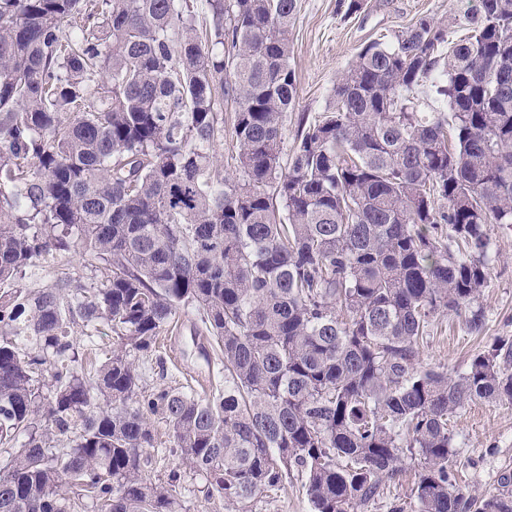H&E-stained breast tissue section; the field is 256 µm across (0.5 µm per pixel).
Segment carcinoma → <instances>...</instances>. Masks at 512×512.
<instances>
[{
  "instance_id": "carcinoma-1",
  "label": "carcinoma",
  "mask_w": 512,
  "mask_h": 512,
  "mask_svg": "<svg viewBox=\"0 0 512 512\" xmlns=\"http://www.w3.org/2000/svg\"><path fill=\"white\" fill-rule=\"evenodd\" d=\"M207 6L202 36L189 0H0V512H178L182 472L146 473L154 415L232 512L295 475L311 512H360L408 455L418 512H512L457 482L449 428L512 404V341L420 360L441 312L482 330L512 226V0H477L457 40L425 16L365 44L286 169L298 0ZM76 248L102 287H15ZM189 306L224 361L204 398L139 366ZM101 323L86 370L74 328ZM234 112V106L231 102L224 100L223 116H224V140L215 146L216 156L224 165V172L232 174L235 173L236 166V148L235 141L232 138V121L231 116Z\"/></svg>"
}]
</instances>
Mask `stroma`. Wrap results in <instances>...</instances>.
Returning a JSON list of instances; mask_svg holds the SVG:
<instances>
[{"label":"stroma","instance_id":"obj_1","mask_svg":"<svg viewBox=\"0 0 512 512\" xmlns=\"http://www.w3.org/2000/svg\"><path fill=\"white\" fill-rule=\"evenodd\" d=\"M348 0H299L290 32V67L295 73L297 96L284 119V149L292 151L302 122L325 111L337 77L354 61L363 44L391 35L428 15L438 22L464 19L474 0H362L356 13H348ZM497 262L480 298L485 317L481 334L469 333L464 316L453 312L436 315L431 337L421 360L424 366L463 369L470 355L489 349L497 340H512V228H495L492 235ZM67 276L97 286L104 279L98 262L73 251L28 269L23 287L35 288ZM163 364L146 369L149 386L188 387L204 397L224 381V369L209 345L199 312L182 308L176 330L163 336ZM457 435L453 465L459 481L476 495L497 492L500 476L512 473V404L475 402L451 422ZM416 460H405L399 476L387 482L382 495L363 512H416L412 495ZM253 512H311L302 482L291 477L275 494L256 500Z\"/></svg>","mask_w":512,"mask_h":512}]
</instances>
